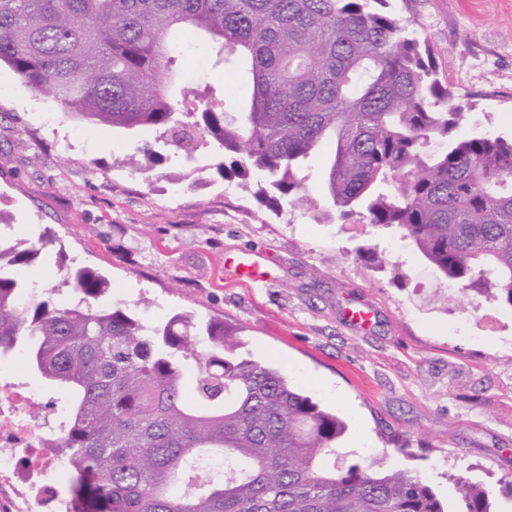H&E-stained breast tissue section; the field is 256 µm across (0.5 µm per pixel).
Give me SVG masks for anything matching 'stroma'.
I'll list each match as a JSON object with an SVG mask.
<instances>
[{
  "label": "stroma",
  "mask_w": 512,
  "mask_h": 512,
  "mask_svg": "<svg viewBox=\"0 0 512 512\" xmlns=\"http://www.w3.org/2000/svg\"><path fill=\"white\" fill-rule=\"evenodd\" d=\"M433 50L436 77L465 113L462 133L512 134V0H390ZM172 93L212 90L228 113L246 91H225L235 65L196 72L182 37ZM159 132L103 128L65 115L0 67V212L12 233L52 243L25 276L59 283L60 263L105 275L103 301L148 322L177 312L239 328L251 358L346 424L339 453L423 477L442 502L453 478L512 512V305L440 276L411 243L368 225L317 221L315 208H266L254 180H227L215 156L172 155L142 169ZM127 159L125 167L114 158ZM263 263L269 284L237 280L234 261ZM371 304L364 327L347 309ZM493 326H486V318Z\"/></svg>",
  "instance_id": "obj_1"
}]
</instances>
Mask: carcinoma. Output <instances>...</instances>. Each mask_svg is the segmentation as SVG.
<instances>
[{
  "label": "carcinoma",
  "mask_w": 512,
  "mask_h": 512,
  "mask_svg": "<svg viewBox=\"0 0 512 512\" xmlns=\"http://www.w3.org/2000/svg\"><path fill=\"white\" fill-rule=\"evenodd\" d=\"M388 0H0V64L80 120L162 130L187 161L211 147L257 199L308 205L302 163L329 149L327 220L364 211L444 278L512 305V137L459 135L454 92ZM251 75L228 117L168 95L178 29ZM49 241L0 233V359L19 351L69 394L55 446L65 512H491L455 479L446 506L421 476L369 461L325 465L344 421L236 353L222 322L148 324L98 300L108 280L62 268L36 295L20 270Z\"/></svg>",
  "instance_id": "1"
}]
</instances>
